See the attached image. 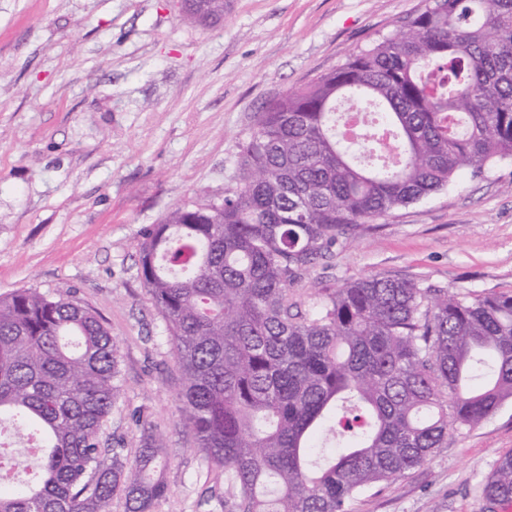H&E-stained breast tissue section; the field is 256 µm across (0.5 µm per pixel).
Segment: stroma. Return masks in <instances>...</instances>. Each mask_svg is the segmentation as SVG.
<instances>
[{
	"instance_id": "35a3bbf8",
	"label": "stroma",
	"mask_w": 512,
	"mask_h": 512,
	"mask_svg": "<svg viewBox=\"0 0 512 512\" xmlns=\"http://www.w3.org/2000/svg\"><path fill=\"white\" fill-rule=\"evenodd\" d=\"M427 0H224L206 28L176 0H0V296L32 288L96 311L119 346L123 399L103 447L168 449L154 512H224L178 409L181 374L139 275L144 231L232 186L265 103L397 33ZM512 293V160L345 231L298 285L362 276ZM512 452V399L452 432L352 512H489L481 487Z\"/></svg>"
}]
</instances>
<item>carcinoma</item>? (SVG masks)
Here are the masks:
<instances>
[{"instance_id": "obj_1", "label": "carcinoma", "mask_w": 512, "mask_h": 512, "mask_svg": "<svg viewBox=\"0 0 512 512\" xmlns=\"http://www.w3.org/2000/svg\"><path fill=\"white\" fill-rule=\"evenodd\" d=\"M203 26L224 0H186ZM364 113L353 136L337 106ZM512 159V0H435L404 31L256 113L235 185L146 231L140 278L182 375L179 411L224 473V512H352L512 398V294L380 274L295 286L343 229L369 224ZM122 395L102 318L63 296L0 298V512H153L168 451L144 439L104 458ZM39 469L34 486L19 478ZM483 494L512 502V453Z\"/></svg>"}]
</instances>
